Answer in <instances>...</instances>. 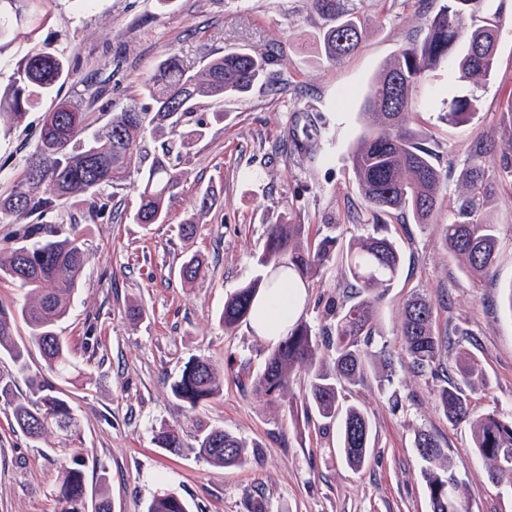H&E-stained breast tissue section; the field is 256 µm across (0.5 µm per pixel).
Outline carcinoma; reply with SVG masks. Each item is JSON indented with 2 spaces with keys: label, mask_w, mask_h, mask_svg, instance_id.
<instances>
[{
  "label": "carcinoma",
  "mask_w": 512,
  "mask_h": 512,
  "mask_svg": "<svg viewBox=\"0 0 512 512\" xmlns=\"http://www.w3.org/2000/svg\"><path fill=\"white\" fill-rule=\"evenodd\" d=\"M364 0H309L310 11L320 19L316 43L322 59L337 63L355 53L366 36ZM437 9L422 39L401 48L382 66L365 97V130L351 157L358 190L375 216L392 210L408 212L414 223L430 224L443 201V176L426 145V136L412 126L413 93L428 73L442 61L456 58L460 78L471 83L470 93L448 103L446 121L461 126L477 112V90L483 88L496 69L499 27L487 19H507L506 0H431ZM46 0H0V42L23 40L30 49L17 65L9 84L0 88V120L19 123L29 109L50 96L56 87L75 75L67 59L35 42L49 13ZM272 56L246 49L208 55L198 69L184 64L175 53H167L157 68L140 84L148 103H132L91 133L84 113L73 104L46 115L38 140L9 192L0 195V223L14 224L15 247L0 248V284L8 282L27 289L20 306L0 302V354H5L19 375H25L31 348L40 351L48 370L56 377L76 381L80 377L67 346L56 332L67 317L79 288L87 260L84 242L75 231L47 219L56 206L72 199L87 202L92 216L105 214L108 203L101 198L107 187L127 188L131 174L140 175L132 186L138 204L133 220L138 224H165L170 202L187 181L189 172L180 158L204 136L203 124L190 126L192 114L204 101L220 103L243 97L255 88L274 87ZM505 112L509 124L505 136L508 150L501 152L500 173L512 178V98ZM161 132L166 139L144 165L147 134ZM497 143L478 140L469 153L471 164L461 176V186L448 208L451 217L442 227L449 251L473 277L480 278L494 263L496 224L491 211L498 181L489 160ZM39 175H33V166ZM46 188L50 196L42 195ZM339 237L336 225L324 224L315 232L310 225L292 218L286 224L269 226L258 265L276 276H285L300 286L318 276L330 262ZM203 260L190 256L180 276L193 282L204 273ZM401 254L394 242L377 234L351 238L346 246L345 275L353 302L325 309L324 325L314 331L298 320L268 353L264 366L250 380L252 391L269 400L281 396L294 375L309 378L307 400L300 410L307 420L324 430L340 425L346 463L364 467L371 448V425L367 413L346 404L345 391L361 382L370 368H378L381 386L393 383L394 360L386 347L372 353L378 336L376 303L398 278ZM265 284L258 276L237 289L225 301L219 316L226 329L249 320L257 292ZM28 328L27 340L17 338L18 323ZM400 351L414 373L441 372L444 385L435 393L436 402L452 425L470 426L473 450L486 463L488 479L495 486H512V467L504 469L501 449H512V420L495 409L476 413L469 392L486 386L485 374L472 357L450 353L448 337L436 329L431 301L411 295L401 312ZM32 397L15 403L13 418L29 438L39 440L48 432L62 431L75 443L81 430L68 393L48 382L28 379ZM223 385L219 367L200 358L184 363L171 385L175 398L193 410L215 397ZM156 446L177 455L184 448L216 467L243 463L248 443L221 428L199 431L188 443L178 430L161 426L155 431ZM415 447L426 462L422 470L431 512L457 509L458 481L440 441L428 431L415 437ZM88 455L84 448H71L56 475L60 512H112V503L100 488L89 497L84 476ZM146 512H192L190 504L175 491L162 489L149 500Z\"/></svg>",
  "instance_id": "cac0c4a2"
}]
</instances>
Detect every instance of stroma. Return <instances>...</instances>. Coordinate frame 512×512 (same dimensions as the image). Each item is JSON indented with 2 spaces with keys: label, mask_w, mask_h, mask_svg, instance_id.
I'll use <instances>...</instances> for the list:
<instances>
[{
  "label": "stroma",
  "mask_w": 512,
  "mask_h": 512,
  "mask_svg": "<svg viewBox=\"0 0 512 512\" xmlns=\"http://www.w3.org/2000/svg\"><path fill=\"white\" fill-rule=\"evenodd\" d=\"M47 9L50 20L37 40L65 56L79 75L19 124L0 130V193L23 170L57 100L76 104L91 128H99L135 96L165 51L194 68L207 54L270 51L272 70L283 81L277 91L257 89L197 109L205 134L181 159L191 176L168 223H134L137 196L129 188L109 197L116 220L91 218L79 202L52 213L60 224L77 225L88 248L75 304L58 326L82 370L81 384L66 390L89 454L88 489L106 481L112 512H145L161 487L174 489L193 512H251L255 495L265 512H430L414 443L417 431L426 430L448 452L462 512H512V488L489 483L469 426L450 424L439 409V377L416 375L402 359L392 387L380 388L371 373L347 391L346 403L364 409L371 424L370 461L355 471L344 461L337 427L321 431L303 414L290 413L289 402L308 394L306 376L297 374L276 400L256 396L248 380L272 344L249 323L228 331L219 321L226 297L260 274L256 258L269 225L294 214L305 224L337 227L341 250L306 290L301 318L314 326L327 301L348 297L344 245L379 228L404 259L378 304L380 342L398 351L402 304L423 294L433 301L437 328L449 334L452 350L472 353L485 372V389L470 395L475 410L494 407L512 417V181L499 183L492 212L495 265L475 279L443 245L447 209L429 224L399 211L374 219L351 167L367 91L382 64L423 34L435 10L431 0H366L367 39L334 65L314 52L318 19L308 0H47ZM469 89L446 62L414 95L413 119L428 138L448 197L469 164L470 144L500 137L502 108L512 97V21L499 34L497 67L478 92L474 119L449 125V101ZM185 223L195 225L193 237L182 235ZM193 254L206 268L188 284L179 268ZM192 357L209 359L224 374L220 396L193 410L171 391ZM29 394L27 382L18 380L12 399ZM12 399H0V512H60L54 479L71 440L60 432L38 441L26 437L13 421ZM163 424L188 439L201 427L224 428L249 443L247 459L219 468L188 448L171 455L154 443Z\"/></svg>",
  "instance_id": "1"
}]
</instances>
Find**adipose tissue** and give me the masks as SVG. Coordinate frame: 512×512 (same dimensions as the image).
<instances>
[{
    "label": "adipose tissue",
    "instance_id": "obj_1",
    "mask_svg": "<svg viewBox=\"0 0 512 512\" xmlns=\"http://www.w3.org/2000/svg\"><path fill=\"white\" fill-rule=\"evenodd\" d=\"M303 289L277 278L271 287L261 289L254 301L250 324L255 334L269 341H278L304 309Z\"/></svg>",
    "mask_w": 512,
    "mask_h": 512
}]
</instances>
